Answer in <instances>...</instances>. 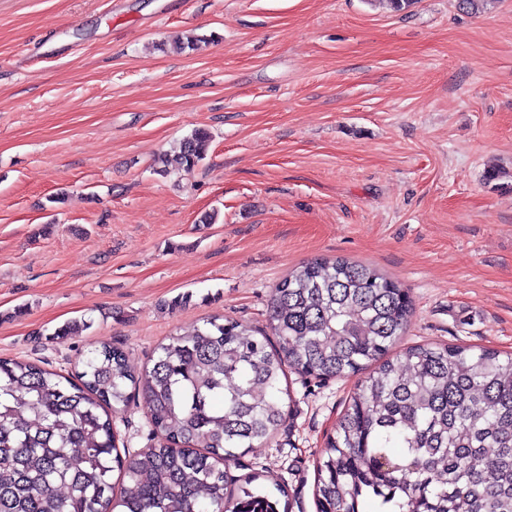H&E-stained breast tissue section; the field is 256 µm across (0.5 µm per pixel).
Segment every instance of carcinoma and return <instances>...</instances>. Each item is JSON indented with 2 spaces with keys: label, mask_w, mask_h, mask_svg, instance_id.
<instances>
[{
  "label": "carcinoma",
  "mask_w": 512,
  "mask_h": 512,
  "mask_svg": "<svg viewBox=\"0 0 512 512\" xmlns=\"http://www.w3.org/2000/svg\"><path fill=\"white\" fill-rule=\"evenodd\" d=\"M208 140L203 128L183 139L185 171ZM412 312L397 282L321 258L272 290L266 329L210 319L138 372L111 344L87 352L75 381L1 358L0 512H278L252 477L228 493L226 466L282 425L287 367L318 379L372 368L318 462L319 512H363L369 498L378 512H512V357L463 345L397 354ZM132 391L157 438L134 455L114 445ZM114 471L128 483L118 497Z\"/></svg>",
  "instance_id": "carcinoma-1"
}]
</instances>
